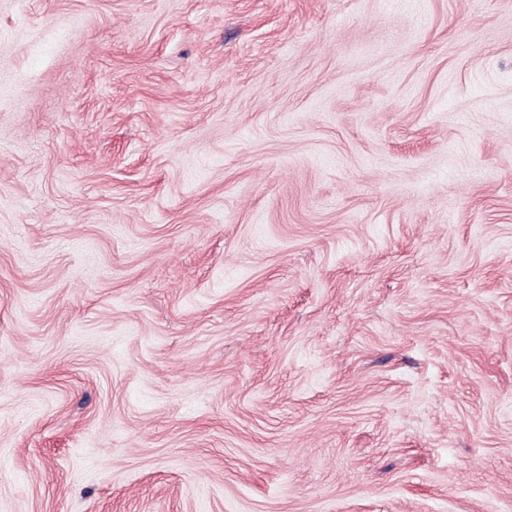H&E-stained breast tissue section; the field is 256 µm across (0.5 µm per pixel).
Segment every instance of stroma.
I'll use <instances>...</instances> for the list:
<instances>
[{"label":"stroma","instance_id":"1","mask_svg":"<svg viewBox=\"0 0 512 512\" xmlns=\"http://www.w3.org/2000/svg\"><path fill=\"white\" fill-rule=\"evenodd\" d=\"M0 512H512V0H0Z\"/></svg>","mask_w":512,"mask_h":512}]
</instances>
